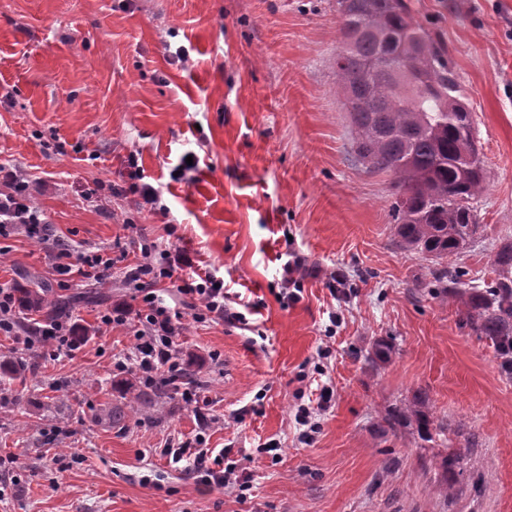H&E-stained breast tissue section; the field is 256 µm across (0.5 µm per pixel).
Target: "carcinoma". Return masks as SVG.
<instances>
[{
  "mask_svg": "<svg viewBox=\"0 0 512 512\" xmlns=\"http://www.w3.org/2000/svg\"><path fill=\"white\" fill-rule=\"evenodd\" d=\"M337 4L347 50L336 59V77L355 153L370 170L396 176L391 214L402 245L437 261L452 259L477 231L474 202L486 191L487 170L445 49L407 0ZM495 265L483 294L463 292L465 272L458 269H439L436 283L461 305L466 322L503 348L512 344V242ZM20 302L48 314L58 306L27 288Z\"/></svg>",
  "mask_w": 512,
  "mask_h": 512,
  "instance_id": "carcinoma-1",
  "label": "carcinoma"
}]
</instances>
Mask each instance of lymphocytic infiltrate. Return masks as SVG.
Listing matches in <instances>:
<instances>
[{
	"label": "lymphocytic infiltrate",
	"mask_w": 512,
	"mask_h": 512,
	"mask_svg": "<svg viewBox=\"0 0 512 512\" xmlns=\"http://www.w3.org/2000/svg\"><path fill=\"white\" fill-rule=\"evenodd\" d=\"M28 183L17 172L7 170L0 174V236L10 231H23L28 237L40 242H50L49 250L54 272L67 275L71 271L88 280H104L112 275L116 264L105 251L71 253L67 244L50 237V228L41 219L39 211L32 206ZM142 264L138 265L131 280L135 294L140 297L145 310L132 314L129 304H117L103 314L100 322L104 326L134 323L136 339L135 369L140 378L149 385L163 381L166 374L177 371L182 360L178 343L180 320L179 310L165 305L154 291L157 282L173 278L176 272L189 270L178 291L181 295L197 301L198 319L214 322L234 321L238 312L232 311L224 302V281L212 271L195 272V262L182 251L160 248L158 244L141 245ZM191 460L194 470L205 482L225 488L246 491L248 485L234 468L224 465L223 454L213 453L207 448L186 450L176 449L174 462Z\"/></svg>",
	"instance_id": "1"
}]
</instances>
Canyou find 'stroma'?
<instances>
[{
    "label": "stroma",
    "mask_w": 512,
    "mask_h": 512,
    "mask_svg": "<svg viewBox=\"0 0 512 512\" xmlns=\"http://www.w3.org/2000/svg\"><path fill=\"white\" fill-rule=\"evenodd\" d=\"M409 4L446 48L484 154L479 232L447 262L481 287L512 241V0ZM340 50L336 0H0V165L52 234L132 264L143 229L223 277L242 315L199 321L180 278L156 287L183 314L197 408L117 371L135 338L100 317L142 307L121 271L61 279L47 245L0 237V287L74 297L79 334L66 356L22 352L46 323L30 309L0 334V363L28 364L0 378V512H512V372L440 298L435 263L400 246L395 176L355 163ZM132 154L159 209L128 191ZM320 382L335 396L304 444L295 414ZM412 406L430 437L388 425ZM201 431L248 475L245 499L162 456Z\"/></svg>",
    "instance_id": "obj_1"
}]
</instances>
